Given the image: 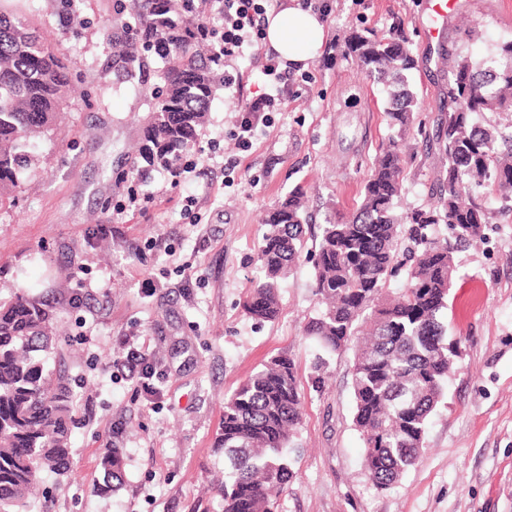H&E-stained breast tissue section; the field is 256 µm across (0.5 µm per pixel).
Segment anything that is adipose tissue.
Masks as SVG:
<instances>
[{"instance_id": "ef3b65f1", "label": "adipose tissue", "mask_w": 512, "mask_h": 512, "mask_svg": "<svg viewBox=\"0 0 512 512\" xmlns=\"http://www.w3.org/2000/svg\"><path fill=\"white\" fill-rule=\"evenodd\" d=\"M265 33L270 47L296 67L307 66L325 40L320 17L305 9L301 0H291L284 10L269 15Z\"/></svg>"}]
</instances>
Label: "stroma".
<instances>
[{
  "label": "stroma",
  "instance_id": "35a3bbf8",
  "mask_svg": "<svg viewBox=\"0 0 512 512\" xmlns=\"http://www.w3.org/2000/svg\"><path fill=\"white\" fill-rule=\"evenodd\" d=\"M328 2L325 44L306 67L311 82L286 96L246 152L232 136L234 99L216 91L196 145L213 139L220 148L184 182L165 170L132 171L150 97L112 86L105 35L116 0H27L47 38L77 67L59 120L36 142L38 165L22 174L14 205L0 209V294L37 295L63 284L95 301L61 314L88 424L73 433L70 481L41 476L32 512H192L223 468L213 441L225 396L281 353L298 365L304 405L281 512H512V213L490 202L483 239L454 254L445 322L458 342L455 367L417 464L393 486L376 487L363 466L352 351L332 357L323 384L313 387L316 346L303 334L320 309L313 228L356 211L368 166L391 133L380 86L344 53L350 30L382 35L399 24L416 58L412 85L423 128L405 137L395 202L402 212L426 205L446 168L425 139L444 105L439 49L487 52L512 33V0H460L461 9L441 19L433 0ZM462 13L480 23L481 38L465 39ZM230 158L239 164L228 171ZM298 186L312 228L280 284L278 318L259 323L242 301L259 276L261 219ZM132 194L134 207L126 204ZM187 207L197 223L186 222ZM102 224L117 226L116 235L104 248L89 247V230ZM148 277L154 285L147 289ZM119 336L137 339L154 360L155 393L104 363L107 353L120 358ZM108 440L123 451V479L102 494L97 455Z\"/></svg>",
  "mask_w": 512,
  "mask_h": 512
}]
</instances>
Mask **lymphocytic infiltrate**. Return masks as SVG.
Instances as JSON below:
<instances>
[{"label": "lymphocytic infiltrate", "mask_w": 512, "mask_h": 512, "mask_svg": "<svg viewBox=\"0 0 512 512\" xmlns=\"http://www.w3.org/2000/svg\"><path fill=\"white\" fill-rule=\"evenodd\" d=\"M214 13L202 16L199 25L206 43L224 60L225 89L239 88L242 75L240 59L257 55L262 59L265 92L252 98H239L236 106L235 134L238 147L249 150L257 139L269 113L279 111L294 84L291 63L272 51H264L268 15L279 6V0H211Z\"/></svg>", "instance_id": "obj_1"}]
</instances>
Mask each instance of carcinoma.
Segmentation results:
<instances>
[{"instance_id": "1", "label": "carcinoma", "mask_w": 512, "mask_h": 512, "mask_svg": "<svg viewBox=\"0 0 512 512\" xmlns=\"http://www.w3.org/2000/svg\"><path fill=\"white\" fill-rule=\"evenodd\" d=\"M0 0V208L14 202L22 172L35 167L32 143L53 126L71 91L76 62L58 52ZM188 0H128L112 18L107 36L116 88L141 83L150 56L163 61L160 84L144 126L140 152L163 170L197 140L211 98L223 85L206 56ZM367 77L385 93V114L397 135L389 138L368 170L362 202L341 222L321 225L313 263L320 311L304 334L317 346L314 382L325 356L354 345L351 388L353 423L364 443V467L380 488L398 482L414 466L430 416L444 396L458 345L441 316L455 270V246L477 237L490 223L488 197L512 199V36L487 54L441 48L448 82L446 111L436 141L447 168L431 201L404 213L395 210L403 179L404 139L419 101L409 78L414 57L401 28L388 34L353 31L345 43ZM306 215L303 191L264 216L255 262L259 278L243 301L246 314L271 322L280 313L279 283L302 253ZM450 230L439 237L434 228ZM405 271L404 287L385 294L387 281ZM58 303L44 295L0 297V512H30L38 476L64 477L70 470L72 435L82 424L77 392L68 375L64 341L55 333ZM302 393L296 363L273 358L224 399L214 452L224 456L217 488L221 512H279L293 477L284 453L298 433ZM122 449L99 451L100 490L122 482Z\"/></svg>"}]
</instances>
